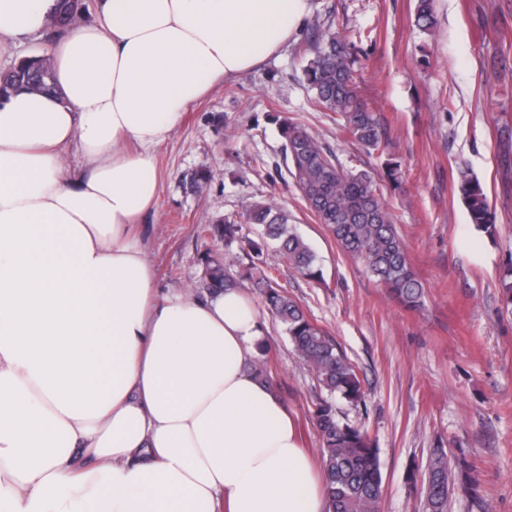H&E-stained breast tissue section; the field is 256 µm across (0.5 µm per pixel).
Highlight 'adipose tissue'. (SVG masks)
Wrapping results in <instances>:
<instances>
[{
	"label": "adipose tissue",
	"instance_id": "ef3b65f1",
	"mask_svg": "<svg viewBox=\"0 0 512 512\" xmlns=\"http://www.w3.org/2000/svg\"><path fill=\"white\" fill-rule=\"evenodd\" d=\"M0 0L53 91L0 98V512H325L238 290L159 295L132 227L189 105L279 51L309 0ZM77 148L82 167L66 159ZM77 1H79V0H73V1L61 0L60 1V3H61L60 11L53 23V27L55 30H57V31L65 30L69 26H71V21L73 20V17L75 16L76 13L84 14V13L88 12V10H89V12L87 14H85L81 19L84 21H90L95 17L96 11L93 12V9H94V2L96 0L95 1L92 0V5L90 6V8H89V4L85 0H80L81 2H77Z\"/></svg>",
	"mask_w": 512,
	"mask_h": 512
}]
</instances>
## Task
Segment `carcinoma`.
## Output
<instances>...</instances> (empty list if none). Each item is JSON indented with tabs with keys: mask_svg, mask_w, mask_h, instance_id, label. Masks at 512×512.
<instances>
[{
	"mask_svg": "<svg viewBox=\"0 0 512 512\" xmlns=\"http://www.w3.org/2000/svg\"><path fill=\"white\" fill-rule=\"evenodd\" d=\"M88 10L86 0H61L54 29H67L75 14ZM416 22L427 31L434 27V0H417ZM309 39L312 55L304 67V79L315 103L335 114L353 141L367 149H380L382 132L355 78L352 45L333 29V23L325 21L311 25ZM47 58L43 53L1 70L0 92L6 94L17 87L52 89ZM281 136L287 171L318 223L328 228L343 253L360 262L367 274L404 308L421 309L424 285L397 230L395 216L372 175L344 169L300 125L284 124ZM456 191L470 223L493 235L496 215L478 178L465 168L459 169ZM289 221L288 210L283 207L254 204L246 210L245 223L262 227L258 241L240 235L242 227L235 221L221 219L201 225V233L224 244V259L208 252L202 257L203 288L210 294L241 288L230 273L235 245L242 250L248 248L257 256L271 247L282 261L305 275H313L315 254ZM272 270V266L260 270L257 278L265 288L266 306L283 324L299 358L328 392V397L316 403L313 410L314 426L322 442L326 512H380L384 489L376 440L362 422L341 415L336 406L342 401L357 413L366 408L358 370L336 341L281 290ZM472 472L465 460L450 464L444 448L431 449L423 479L425 512H447L448 499L457 489L475 491Z\"/></svg>",
	"mask_w": 512,
	"mask_h": 512,
	"instance_id": "cac0c4a2",
	"label": "carcinoma"
}]
</instances>
